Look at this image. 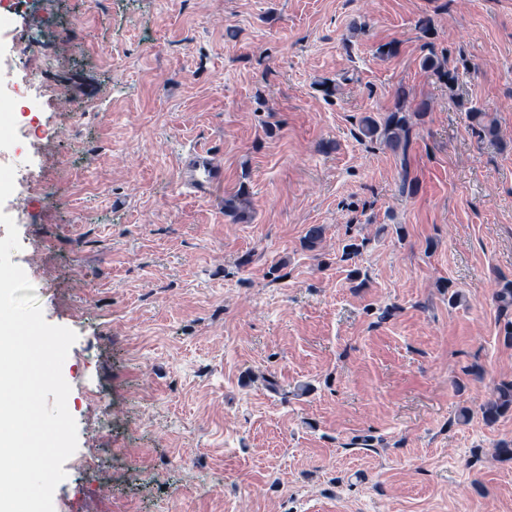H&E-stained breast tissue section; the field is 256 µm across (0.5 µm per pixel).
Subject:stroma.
<instances>
[{
	"label": "stroma",
	"mask_w": 512,
	"mask_h": 512,
	"mask_svg": "<svg viewBox=\"0 0 512 512\" xmlns=\"http://www.w3.org/2000/svg\"><path fill=\"white\" fill-rule=\"evenodd\" d=\"M0 15L11 261L77 335L78 447L54 512H512V460L494 454L512 414L480 413L512 381L495 302L512 283V0ZM399 104L404 160L360 134ZM203 145L224 183L199 195L182 164ZM241 192L243 219L224 210Z\"/></svg>",
	"instance_id": "35a3bbf8"
}]
</instances>
